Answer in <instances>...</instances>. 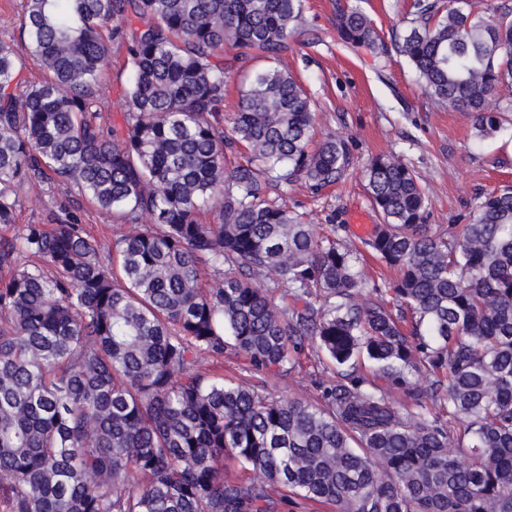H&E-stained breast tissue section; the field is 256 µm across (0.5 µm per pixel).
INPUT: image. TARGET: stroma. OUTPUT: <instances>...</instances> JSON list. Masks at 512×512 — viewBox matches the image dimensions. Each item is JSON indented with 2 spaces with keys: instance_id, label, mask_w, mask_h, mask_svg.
I'll return each instance as SVG.
<instances>
[{
  "instance_id": "1",
  "label": "stroma",
  "mask_w": 512,
  "mask_h": 512,
  "mask_svg": "<svg viewBox=\"0 0 512 512\" xmlns=\"http://www.w3.org/2000/svg\"><path fill=\"white\" fill-rule=\"evenodd\" d=\"M373 22L384 40L408 25L413 0H348ZM336 0H307L309 29L321 34L322 44L292 43L280 61L308 90L317 112L316 138L334 135L348 141L352 166L345 181L312 193L303 185L289 189L290 207L306 212L317 233L336 225L338 237L356 245L360 237L352 223L354 212L372 223L381 218L372 207L363 170L379 154L393 155L415 169L431 205V221L440 228L464 224L475 197L512 185V125L500 136L477 141L468 113L435 107L416 83L414 71L396 53L373 56L337 43L331 24ZM112 65L101 77L111 93L104 106L111 121L125 109L122 93L128 72L126 51L111 42ZM19 224L52 225L66 212L77 213L100 247L102 256L114 252L112 223L78 195L57 194L33 186L24 188ZM335 368L308 356L303 367L286 377H266L267 393L275 397L316 400L319 382H332Z\"/></svg>"
}]
</instances>
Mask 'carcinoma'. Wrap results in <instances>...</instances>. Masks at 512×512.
<instances>
[{
  "mask_svg": "<svg viewBox=\"0 0 512 512\" xmlns=\"http://www.w3.org/2000/svg\"><path fill=\"white\" fill-rule=\"evenodd\" d=\"M465 5L414 0L393 48L486 140L509 123L491 98L512 85V7ZM303 14L304 0H25L27 55L0 40V226L40 183L121 230L109 266L74 214L0 236V512H280L293 497L512 512V186L440 232L416 173L379 155L365 178L382 223L359 248L316 233L283 194L344 180L351 149L311 144V100L277 65ZM111 21L129 74L119 124L99 82ZM333 25L388 52L355 6L338 0ZM226 49L241 76L229 116ZM364 251L396 272L384 287L365 290ZM308 344L337 368L314 403L205 367L227 351L286 376Z\"/></svg>",
  "mask_w": 512,
  "mask_h": 512,
  "instance_id": "carcinoma-1",
  "label": "carcinoma"
}]
</instances>
